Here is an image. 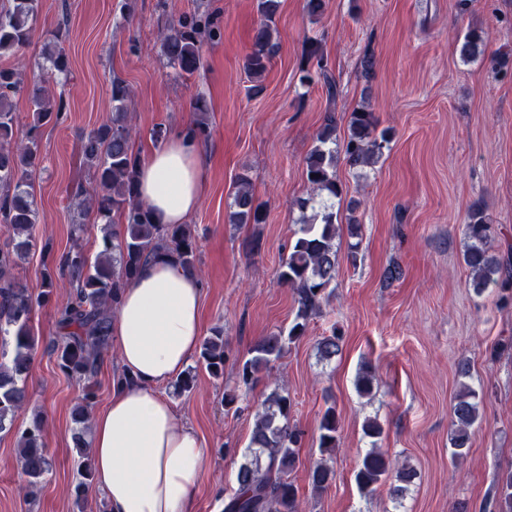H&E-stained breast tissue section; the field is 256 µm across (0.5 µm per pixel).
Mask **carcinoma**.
Wrapping results in <instances>:
<instances>
[{
	"label": "carcinoma",
	"mask_w": 512,
	"mask_h": 512,
	"mask_svg": "<svg viewBox=\"0 0 512 512\" xmlns=\"http://www.w3.org/2000/svg\"><path fill=\"white\" fill-rule=\"evenodd\" d=\"M278 0H258L259 20L253 29L252 46L246 58V70L253 82L251 90H262L261 82L275 57L274 40ZM39 10V0H8L0 8V59L17 54L32 40ZM209 22L184 21L161 38V57L166 67L179 77H190L202 66V31ZM62 29L50 33L43 55L51 74L67 79L69 58L61 47ZM457 52L464 63L474 62L486 52V37L479 28L469 29L458 41ZM302 84H319L329 100L337 94L336 79L328 61L315 47L306 51V65L301 68ZM45 79L34 82L30 96L33 128L63 118V97L55 96L43 86ZM24 89V80L13 67L0 65V224L11 232L8 243L0 247V432L15 431L17 452L25 476L27 494L33 495L51 468L43 441V421L35 415L21 429H13L17 413L29 405L26 381L39 344L29 327L34 309L52 293L57 280L66 278L73 288L71 299L57 311L59 336L51 344L59 369L69 378L82 383V394L72 409L71 439L81 468V481L75 486L74 506L85 512V502L93 479V463L86 439L90 410L95 403L94 378L101 358L112 345V321L122 288L133 281L140 269L161 256L174 258L185 270L196 272L198 261L195 236L188 224H156L149 207L139 199L136 166L139 156L132 149L129 122V91L125 82L112 78V118L82 138L83 165L97 186L92 197L78 182L71 189L79 219L71 234L80 240L87 231L86 218L100 226L102 249L91 258L81 247L57 255L49 244L42 253L45 269L43 290L34 295L26 283L12 274L17 261L34 246V225L38 209L33 192L39 147L35 136L27 143L15 140L13 98ZM336 113L325 112L316 136V145L305 157L306 180L312 194L299 201L302 216L294 232L286 258L282 259L278 277L293 288L297 310L286 330L261 337L237 363V386L224 391V407L241 413L250 408L247 394L287 352L290 344L305 336L310 320L328 301V288L336 280V200L342 186L336 178L338 154L352 168L373 166L384 154L390 131L378 130L373 112L364 107L351 113L348 135L343 145L337 142ZM231 220L240 226L262 224L266 219L257 202L247 175L237 177L231 193ZM464 234L469 241L463 261L469 271V285L480 295L489 288L512 286V254L501 255L494 243L498 236L487 222L480 204L470 206ZM224 330L215 329L200 343L199 362L216 380L224 378L227 359ZM343 336L335 331L317 343L319 355L331 360L341 353ZM195 373L188 371L172 382L174 394L191 392ZM478 394L468 385L456 395L452 405L449 444L453 455L461 456L471 446L479 421ZM292 401L288 390L274 383L261 403L249 444L235 474V487L224 499V512H299L297 488L289 474L299 462V448L304 431L291 422ZM319 461L308 471V481L317 493L327 491L336 473L328 463L340 439V424L333 406L327 407L318 425ZM412 468L396 467L376 448L369 449L354 470L359 490L369 495L390 483L392 499H402L415 482ZM482 512H512V470L498 475L486 497Z\"/></svg>",
	"instance_id": "cac0c4a2"
}]
</instances>
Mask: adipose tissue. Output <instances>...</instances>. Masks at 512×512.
Instances as JSON below:
<instances>
[{"mask_svg":"<svg viewBox=\"0 0 512 512\" xmlns=\"http://www.w3.org/2000/svg\"><path fill=\"white\" fill-rule=\"evenodd\" d=\"M138 187L158 224H181L200 204L204 170L185 130L140 158ZM195 274L163 257L123 288L112 334L123 375L91 423L93 487L107 512H195L207 450L161 385L190 364L204 332Z\"/></svg>","mask_w":512,"mask_h":512,"instance_id":"obj_1","label":"adipose tissue"}]
</instances>
